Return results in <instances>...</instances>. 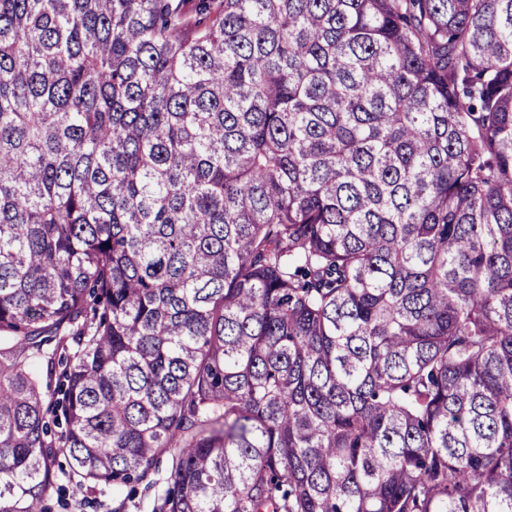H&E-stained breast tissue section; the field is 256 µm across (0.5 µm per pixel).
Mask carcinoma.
I'll list each match as a JSON object with an SVG mask.
<instances>
[{"label": "carcinoma", "instance_id": "carcinoma-1", "mask_svg": "<svg viewBox=\"0 0 512 512\" xmlns=\"http://www.w3.org/2000/svg\"><path fill=\"white\" fill-rule=\"evenodd\" d=\"M166 453L512 512V0H0V512Z\"/></svg>", "mask_w": 512, "mask_h": 512}]
</instances>
